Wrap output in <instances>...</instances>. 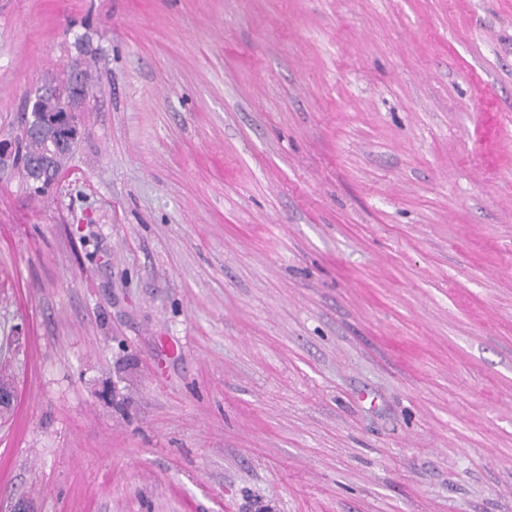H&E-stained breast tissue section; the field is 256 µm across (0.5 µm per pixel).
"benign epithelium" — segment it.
Instances as JSON below:
<instances>
[{
	"mask_svg": "<svg viewBox=\"0 0 512 512\" xmlns=\"http://www.w3.org/2000/svg\"><path fill=\"white\" fill-rule=\"evenodd\" d=\"M69 93L78 100L89 96V90L80 75V66L76 62L73 63L72 67ZM49 128L53 130V135L50 136L47 155L39 158L34 163L35 168L44 178L52 174L60 153H69L73 150L82 138L83 132L79 113L68 109L52 114L41 112L38 108L37 98L28 97L26 112L21 114L19 130L37 136L43 134Z\"/></svg>",
	"mask_w": 512,
	"mask_h": 512,
	"instance_id": "7a95c632",
	"label": "benign epithelium"
}]
</instances>
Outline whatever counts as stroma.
I'll use <instances>...</instances> for the list:
<instances>
[{
    "label": "stroma",
    "instance_id": "1",
    "mask_svg": "<svg viewBox=\"0 0 512 512\" xmlns=\"http://www.w3.org/2000/svg\"><path fill=\"white\" fill-rule=\"evenodd\" d=\"M0 512H512V0H0ZM79 53L85 55L80 59V66L76 62H72V80L69 68L67 66V75L63 83H56L55 80H50L45 83V97L42 93L41 111L46 109H64L69 108L71 99L69 93L75 99H85L89 96V90L86 86L88 84L94 88L91 83V74L89 72V62L86 57L93 58L96 52L90 48L89 41L81 39L79 43ZM83 74L84 81L80 75ZM86 84H85V83ZM44 97V98H43ZM38 108L37 98L29 96L26 102V112H22L19 130L24 131L25 134L37 136L43 134L49 127L52 128V136L50 137V146L47 147V155L39 158L34 166L38 172L42 174L41 179L50 176L56 166L60 152L68 153L73 150L78 141L82 138L83 132L80 123L79 113L72 112L71 110H64L63 112H41ZM24 133L17 135L14 141L16 152V164L21 168L23 176L27 183H33V179L29 178L27 173V164L30 159L43 153L46 149L47 135L43 137H31ZM67 156L59 159L55 175L58 176L64 166V160Z\"/></svg>",
    "mask_w": 512,
    "mask_h": 512
}]
</instances>
